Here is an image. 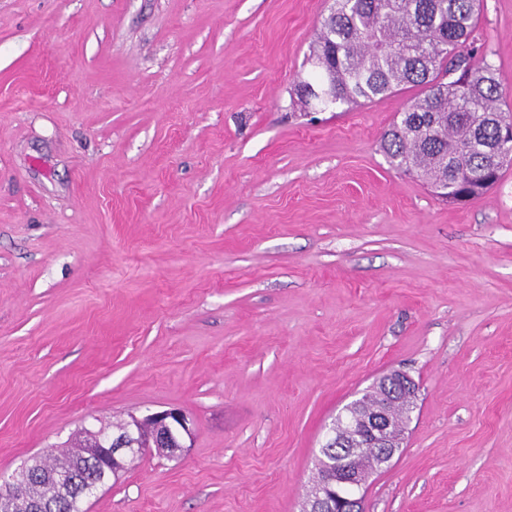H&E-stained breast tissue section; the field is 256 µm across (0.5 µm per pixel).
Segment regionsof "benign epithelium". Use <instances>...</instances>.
I'll return each mask as SVG.
<instances>
[{"label": "benign epithelium", "mask_w": 512, "mask_h": 512, "mask_svg": "<svg viewBox=\"0 0 512 512\" xmlns=\"http://www.w3.org/2000/svg\"><path fill=\"white\" fill-rule=\"evenodd\" d=\"M499 159L503 162L512 160V121L504 124V134L500 139ZM396 383L403 389L401 401L408 412H413L418 392L415 381L406 373L394 372L377 383L380 388H388L390 383ZM149 424L158 429L166 430L165 441L175 448L185 447V439L193 434L190 419L178 408H169L153 412L143 417L134 416L128 422L125 433L120 435H96L94 442L97 447L106 449L107 463L117 456L130 454L136 448L142 447L135 436L139 428ZM347 433L351 437L348 451L349 459L336 466V472L326 481L315 487L313 495L306 498L302 512H361L360 499L351 496L340 497L344 487H361L369 478L370 473L351 466L352 460L359 456L371 454L373 467H381L390 462L403 447L405 427L393 421L389 406L372 407L360 414L348 418ZM56 481L64 489L76 496H89L103 482L77 483L69 475L59 473ZM13 479L3 482L6 489L0 492V512H18L19 492L12 487Z\"/></svg>", "instance_id": "obj_1"}]
</instances>
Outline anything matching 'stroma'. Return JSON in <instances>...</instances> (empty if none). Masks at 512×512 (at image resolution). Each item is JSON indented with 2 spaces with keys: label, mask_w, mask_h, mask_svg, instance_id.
I'll use <instances>...</instances> for the list:
<instances>
[{
  "label": "stroma",
  "mask_w": 512,
  "mask_h": 512,
  "mask_svg": "<svg viewBox=\"0 0 512 512\" xmlns=\"http://www.w3.org/2000/svg\"><path fill=\"white\" fill-rule=\"evenodd\" d=\"M329 0H0V481L175 407L86 512H300L332 421L418 386L362 512H512V165L393 170L419 90L306 112ZM474 35L512 113V0ZM391 382L399 384L403 389V394L399 402H404L408 415L410 417L413 412L415 400L418 392L415 381L406 373L394 372L387 375L382 381L377 383L378 388H389Z\"/></svg>",
  "instance_id": "1"
}]
</instances>
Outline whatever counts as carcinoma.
<instances>
[{
  "mask_svg": "<svg viewBox=\"0 0 512 512\" xmlns=\"http://www.w3.org/2000/svg\"><path fill=\"white\" fill-rule=\"evenodd\" d=\"M476 0H331L311 59L318 70L297 85L311 109L371 101L409 85L421 88L385 134L382 148L397 170L430 185L448 182V199L465 204L495 185L504 166L489 148L499 141L503 90L477 49L463 51L474 30ZM343 449H319L317 483L336 467ZM102 449L85 429L62 450L33 457L23 468L35 493L70 512L60 492L62 470L83 481L99 478Z\"/></svg>",
  "mask_w": 512,
  "mask_h": 512,
  "instance_id": "cac0c4a2",
  "label": "carcinoma"
}]
</instances>
